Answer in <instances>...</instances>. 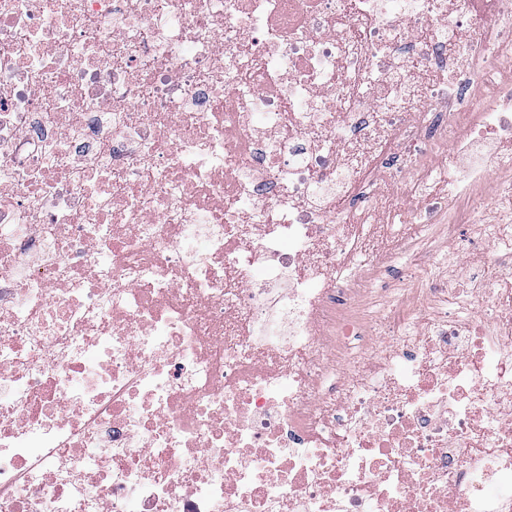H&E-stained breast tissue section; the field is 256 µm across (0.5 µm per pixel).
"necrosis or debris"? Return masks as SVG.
<instances>
[{"mask_svg": "<svg viewBox=\"0 0 512 512\" xmlns=\"http://www.w3.org/2000/svg\"><path fill=\"white\" fill-rule=\"evenodd\" d=\"M487 198L500 0H0V512H512Z\"/></svg>", "mask_w": 512, "mask_h": 512, "instance_id": "obj_1", "label": "necrosis or debris"}]
</instances>
